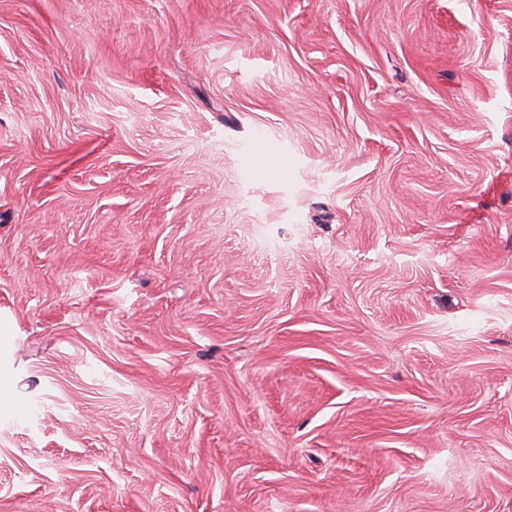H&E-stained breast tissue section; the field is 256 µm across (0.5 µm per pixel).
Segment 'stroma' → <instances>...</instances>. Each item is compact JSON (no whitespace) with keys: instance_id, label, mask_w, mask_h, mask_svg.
Wrapping results in <instances>:
<instances>
[{"instance_id":"obj_1","label":"stroma","mask_w":512,"mask_h":512,"mask_svg":"<svg viewBox=\"0 0 512 512\" xmlns=\"http://www.w3.org/2000/svg\"><path fill=\"white\" fill-rule=\"evenodd\" d=\"M0 512H512V0H0Z\"/></svg>"}]
</instances>
